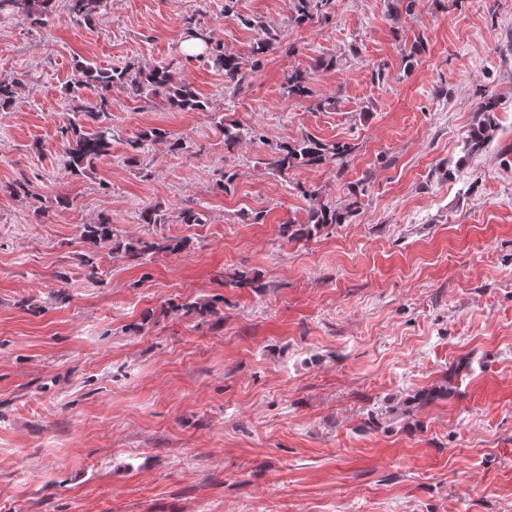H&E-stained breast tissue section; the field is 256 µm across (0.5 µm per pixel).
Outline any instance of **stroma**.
Wrapping results in <instances>:
<instances>
[{
	"instance_id": "stroma-1",
	"label": "stroma",
	"mask_w": 512,
	"mask_h": 512,
	"mask_svg": "<svg viewBox=\"0 0 512 512\" xmlns=\"http://www.w3.org/2000/svg\"><path fill=\"white\" fill-rule=\"evenodd\" d=\"M224 2L109 0L78 23L55 0L43 29L0 12L19 83L0 110V512H512V0H414L397 27L393 0L303 25L292 0ZM190 17L247 64L254 21L280 42L234 90L185 58ZM321 56L311 96H287ZM173 60L206 108L112 89V151L70 176L79 64ZM485 95L494 136L469 155ZM155 127L182 149L131 150ZM306 133L350 144L345 167L272 172ZM315 199L359 207L288 240ZM102 218L151 243L143 263L82 238ZM212 299L218 317L191 308ZM325 65V61L318 59L310 64V68H296L285 77L284 86L288 96L307 97L311 94L310 71L319 69Z\"/></svg>"
}]
</instances>
